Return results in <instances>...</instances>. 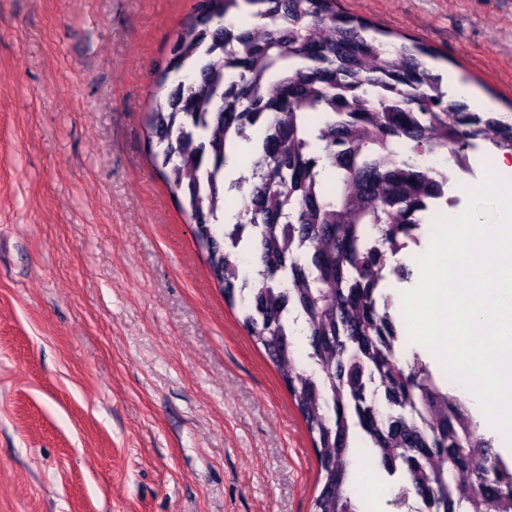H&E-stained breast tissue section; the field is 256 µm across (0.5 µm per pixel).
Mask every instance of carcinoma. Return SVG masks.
Masks as SVG:
<instances>
[{
    "label": "carcinoma",
    "instance_id": "obj_1",
    "mask_svg": "<svg viewBox=\"0 0 512 512\" xmlns=\"http://www.w3.org/2000/svg\"><path fill=\"white\" fill-rule=\"evenodd\" d=\"M428 58L441 56L338 0H198L158 67L149 158L305 422L313 512H358L355 433L403 480L392 505L414 496L422 512H512V470L419 354L400 364L401 325L380 292L388 256L416 241L419 214L448 189L418 158L458 164L479 140L512 154V113L449 98ZM242 141L249 175L232 184L236 223L223 224L224 168ZM244 246L248 289L236 287ZM292 315L312 369L298 365ZM476 457L495 472L474 470Z\"/></svg>",
    "mask_w": 512,
    "mask_h": 512
}]
</instances>
